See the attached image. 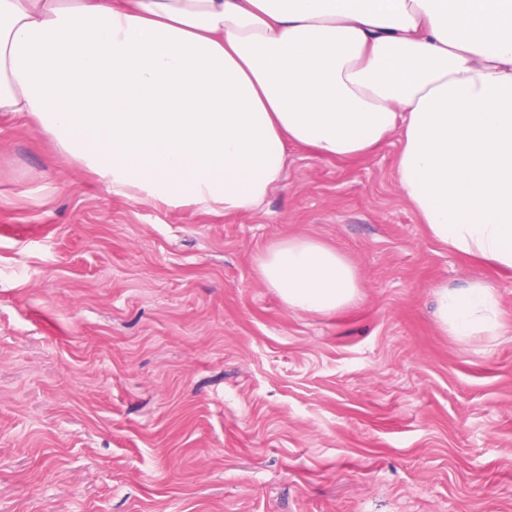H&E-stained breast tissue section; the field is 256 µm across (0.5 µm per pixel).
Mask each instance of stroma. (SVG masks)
<instances>
[{
    "mask_svg": "<svg viewBox=\"0 0 512 512\" xmlns=\"http://www.w3.org/2000/svg\"><path fill=\"white\" fill-rule=\"evenodd\" d=\"M399 149L290 147L224 215L112 194L1 117L0 512H512V272L430 236ZM295 236L348 258L357 300L265 287ZM476 282L494 334H444L435 287Z\"/></svg>",
    "mask_w": 512,
    "mask_h": 512,
    "instance_id": "stroma-1",
    "label": "stroma"
}]
</instances>
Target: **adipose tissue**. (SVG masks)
<instances>
[{"mask_svg":"<svg viewBox=\"0 0 512 512\" xmlns=\"http://www.w3.org/2000/svg\"><path fill=\"white\" fill-rule=\"evenodd\" d=\"M0 116L112 193L215 213L257 208L289 146L352 161L395 134L432 238L512 270V0H0ZM258 275L294 312L359 288L309 236ZM436 298L444 333L498 325L485 284Z\"/></svg>","mask_w":512,"mask_h":512,"instance_id":"ef3b65f1","label":"adipose tissue"}]
</instances>
